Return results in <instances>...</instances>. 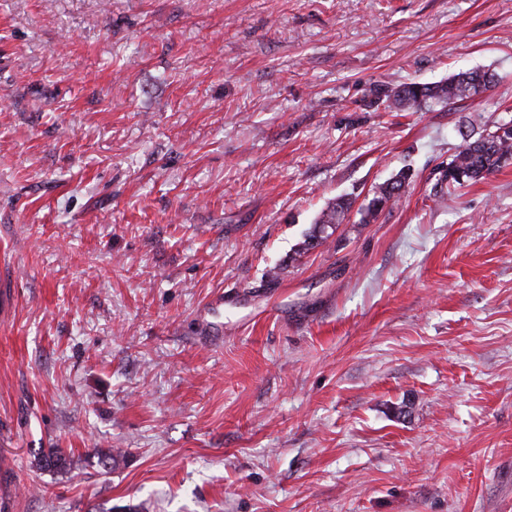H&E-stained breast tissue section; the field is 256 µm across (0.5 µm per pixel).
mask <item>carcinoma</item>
I'll return each instance as SVG.
<instances>
[{
	"mask_svg": "<svg viewBox=\"0 0 512 512\" xmlns=\"http://www.w3.org/2000/svg\"><path fill=\"white\" fill-rule=\"evenodd\" d=\"M491 83L492 75L473 70L453 74L447 81L438 84L409 82L392 87L377 85L370 89V95L374 102H381L390 110L419 112L435 104L471 99L487 90ZM511 163L512 121H499L475 140L463 138L448 166L440 172L439 180L448 183V189L457 190L481 182ZM410 189L409 174L402 170L375 188L368 204L357 211L358 223L375 222L382 212L379 204L389 200L396 202L407 196ZM352 207L353 201L346 197H338L330 202L313 229L298 244L295 255L300 257L326 244ZM68 461L69 456L62 448L48 449L41 459L42 467L47 469H63Z\"/></svg>",
	"mask_w": 512,
	"mask_h": 512,
	"instance_id": "obj_1",
	"label": "carcinoma"
}]
</instances>
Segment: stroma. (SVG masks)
Here are the masks:
<instances>
[{
    "label": "stroma",
    "mask_w": 512,
    "mask_h": 512,
    "mask_svg": "<svg viewBox=\"0 0 512 512\" xmlns=\"http://www.w3.org/2000/svg\"><path fill=\"white\" fill-rule=\"evenodd\" d=\"M510 119L512 0H0L5 512H512ZM492 83V75L485 71L459 72L448 77L443 83L429 84L409 82L401 85H377L369 92L374 103L386 104L390 111L412 110L419 112L435 104L451 100L472 99L487 90ZM471 141L463 137L448 166L440 172V182L448 191L467 187L498 172L512 161V121H499ZM501 131L502 133H498ZM411 184L409 174L402 170L388 182L376 187L373 191V197L368 204L357 211V214L360 216L358 224H371L375 222L384 210V208L379 207V204L389 200L390 202L399 201L410 193ZM352 207L353 201L346 197H338L330 202L321 212L313 229L298 244L295 256L301 257L310 250L326 244Z\"/></svg>",
    "instance_id": "obj_1"
}]
</instances>
